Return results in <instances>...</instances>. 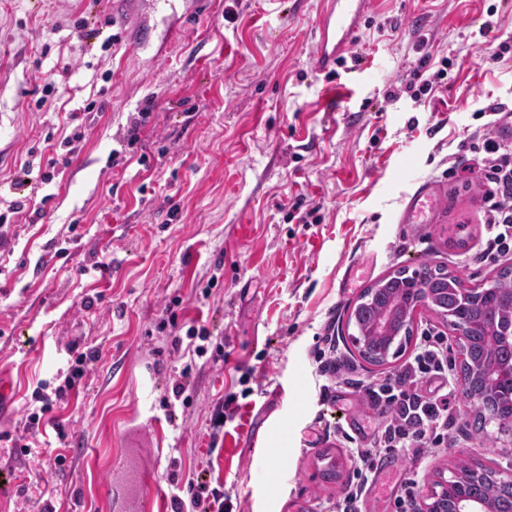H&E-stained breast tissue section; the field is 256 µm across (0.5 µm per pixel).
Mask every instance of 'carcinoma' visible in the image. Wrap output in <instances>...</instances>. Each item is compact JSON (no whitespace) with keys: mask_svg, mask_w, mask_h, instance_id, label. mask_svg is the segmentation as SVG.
<instances>
[{"mask_svg":"<svg viewBox=\"0 0 512 512\" xmlns=\"http://www.w3.org/2000/svg\"><path fill=\"white\" fill-rule=\"evenodd\" d=\"M429 287L432 306L445 314L455 310L457 288L461 280L441 269L422 270ZM419 301L412 278L402 277L383 288L371 287L363 295V303L353 312L361 332L368 330L374 319L389 313H406ZM512 315V269L500 272L481 301L469 309L471 320L467 361L463 363L464 398L473 406L476 430L486 429L494 422L498 429H512V389L491 390L485 370L490 364L512 365V341L499 338L504 323ZM465 489L472 498L490 503L495 512H512V483H498L488 474L471 479L474 469L459 463Z\"/></svg>","mask_w":512,"mask_h":512,"instance_id":"obj_1","label":"carcinoma"}]
</instances>
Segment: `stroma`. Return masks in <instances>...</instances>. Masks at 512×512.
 <instances>
[{"label": "stroma", "mask_w": 512, "mask_h": 512, "mask_svg": "<svg viewBox=\"0 0 512 512\" xmlns=\"http://www.w3.org/2000/svg\"><path fill=\"white\" fill-rule=\"evenodd\" d=\"M182 0L174 8L183 9ZM171 8V9H174ZM323 0H211L165 45L158 0H0V512H41L43 478L58 512H118L130 487L113 458L131 446L165 474L223 482L233 512H336L387 419L363 390L414 356L423 329L449 337L453 424L428 451L423 502L458 459L512 470V433L472 425L462 357L445 317L420 311L412 339L381 365L364 360L351 317L364 290L430 266L472 285L512 268L487 246L483 134L512 143V0H372L352 49L356 70L315 69ZM114 36L86 41L80 25ZM430 62H423V55ZM448 65H441V58ZM421 102L389 88L438 68ZM69 71L64 96L36 108L37 78ZM336 88V104L325 101ZM95 103L77 152L68 115ZM138 127L139 141L128 131ZM66 159L48 184L16 178L30 152ZM430 202L404 221L419 191ZM24 203L13 212V203ZM110 259L109 272L96 270ZM202 318L224 358L198 361L187 403L165 406L182 362L166 305ZM334 338L338 370L323 393L315 356ZM101 359L53 409L68 438L41 432L30 454L8 434L38 382L62 385L71 342ZM251 393L208 452L216 400ZM162 420L164 432L153 423ZM66 457L56 466V454ZM361 512H393L413 464L385 458Z\"/></svg>", "instance_id": "stroma-1"}]
</instances>
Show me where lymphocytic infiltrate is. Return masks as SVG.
<instances>
[{"instance_id":"lymphocytic-infiltrate-1","label":"lymphocytic infiltrate","mask_w":512,"mask_h":512,"mask_svg":"<svg viewBox=\"0 0 512 512\" xmlns=\"http://www.w3.org/2000/svg\"><path fill=\"white\" fill-rule=\"evenodd\" d=\"M483 148L489 156L486 224L491 235L492 248L487 260L512 250V145L485 138ZM209 336L206 328L190 326L185 336L174 337V352L186 356L187 361L172 384L174 397H182L189 388V378L195 359L208 353L205 342ZM100 352L89 348L77 353L64 387L48 391L46 384H39L34 399L40 402L39 411L29 413L23 421V431L37 436L43 414L52 411L56 401L62 400L67 391L79 385L85 374L99 360ZM448 377V339L445 336L423 331L415 356L398 373L386 376L367 389L375 406L387 409L391 416L381 430L375 447L357 449L360 467L356 484L339 504V512H359L364 493L373 484L378 468L376 459L391 457L398 452L411 453L415 463H423L425 452L447 443L451 423ZM437 378V390L424 392V380ZM172 488V512H230L231 497L223 484L210 485L200 482L181 484L177 471L167 474Z\"/></svg>"}]
</instances>
